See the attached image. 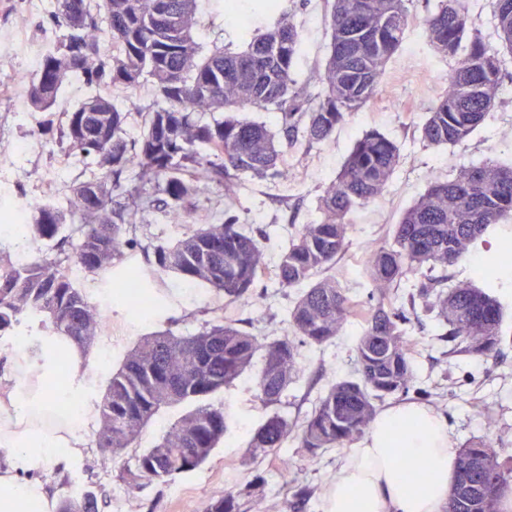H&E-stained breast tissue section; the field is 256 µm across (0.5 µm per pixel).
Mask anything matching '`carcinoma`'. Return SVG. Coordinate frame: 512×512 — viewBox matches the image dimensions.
<instances>
[{
    "label": "carcinoma",
    "instance_id": "carcinoma-1",
    "mask_svg": "<svg viewBox=\"0 0 512 512\" xmlns=\"http://www.w3.org/2000/svg\"><path fill=\"white\" fill-rule=\"evenodd\" d=\"M196 0H53L46 22L62 29L80 21L77 38L47 51L36 74L20 86L30 104L52 108L72 77L99 87L134 89L152 81L154 97L139 134L130 136L128 113L108 96L95 95L65 113L59 144L91 159L97 173L76 182L67 207L49 186L29 212L25 231L52 240L68 225L78 234L73 252L51 260L15 263L0 254V333L27 315L41 332L68 336L84 349L102 332L100 313L71 274L106 271L130 245L138 215L163 211L184 224L211 187L220 194L218 224L188 226L173 246L154 248L155 265L189 284H205L232 305L255 297V285L272 277L281 288L298 289L288 313L290 334L274 327L258 338L217 317L203 330L145 337L112 372L98 405L96 447L107 464L135 445L139 433L170 408L190 410L152 448L135 454L127 479L166 483L209 460L230 429L229 414L210 403L224 388L260 362L256 396L271 410L252 436L251 447L275 454L288 440L311 454L347 448L374 421L391 397L437 396L415 375L413 340L405 326L431 317L447 336L451 357L485 355L499 345L503 306L492 295L497 272L512 259V237L498 238L494 252L475 272L476 282L449 283L448 268L497 225L512 220V164L486 160L454 178L428 179L424 194L407 208L391 238L370 250L364 274L375 285L369 302L354 301L336 277V261L347 248V214L380 196L400 163L397 144L370 130L358 139L336 177L318 199L320 219L301 225L274 268L264 261L263 230H250L230 215L241 177L288 179L283 148L308 150L327 141L346 116L376 95L390 60L410 24L406 0H332L328 14L330 54L323 69L304 83L294 78L302 36L288 6L250 37L243 50H204L193 35ZM494 29L512 55V0H493ZM433 50L454 61L445 88L421 127L432 146L465 141L486 120L502 87L500 52L469 27L468 0H438L423 22ZM108 35L112 51L102 46ZM254 107L279 114L278 128L241 119L234 112ZM225 116L211 122L208 113ZM479 170L481 183H473ZM135 174L127 189L122 175ZM408 287L398 296L402 287ZM402 298L396 306L393 300ZM363 329L356 344L358 378L328 385L312 410L288 419L279 408L299 374L304 346L322 347L351 319ZM296 509L309 490L281 473ZM512 489V460L502 463L487 437L467 440L450 490V512H500ZM241 493L212 497L205 512H242ZM106 500L85 488L61 500L59 512H104Z\"/></svg>",
    "mask_w": 512,
    "mask_h": 512
}]
</instances>
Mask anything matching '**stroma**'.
I'll return each instance as SVG.
<instances>
[{"label": "stroma", "instance_id": "1", "mask_svg": "<svg viewBox=\"0 0 512 512\" xmlns=\"http://www.w3.org/2000/svg\"><path fill=\"white\" fill-rule=\"evenodd\" d=\"M437 3L408 0L411 23L376 97L349 115L328 141L308 151H286L282 165L288 171V181L242 178L235 211L241 223L263 229L268 265L277 263L300 225L319 219L317 204L324 187L339 171L354 141L367 130H379L393 139L400 148L401 163L379 198L347 216L348 246L336 264V273L349 294L362 300L373 289L363 272L368 248L381 243L385 228L396 223L402 211L424 192L429 177L452 178L488 158L512 161V56L507 54L502 57L505 90L481 127L455 146H430L421 138L427 112L451 68L450 60L435 54L424 35L423 19ZM224 4L225 0H197L194 35L205 49L233 40ZM291 8L293 21L310 46L309 53L299 55L294 65V77L302 82L323 68L329 55L328 6L325 0H293ZM43 16V11L32 7L31 0H0V211L22 198L40 200L49 185L55 187L59 203H67L84 166L82 157L61 149L48 129L58 126L63 114L78 102L98 94V86L70 80L49 111L33 108L14 86L18 74L35 72L42 54L51 47L37 26ZM185 231L184 225L170 223L164 212L142 216L136 232L139 244L125 249L120 266L150 281L163 308L153 317L139 318L124 306L113 305L111 333L98 336L88 352L92 362L99 365L89 388L92 402L100 401L112 370L152 333H195L218 316L235 320L239 327L259 337L269 326L286 328L295 293L279 289L273 281L264 283L265 299L228 306L223 296L207 286L189 285L175 273L158 271L146 245H172ZM499 281L496 295L504 306V321L496 352L467 358L446 356L447 345L439 340L436 323L428 319L410 323L407 332L415 342L411 355L415 372L421 382L437 387L438 396L431 405L447 418L457 441L489 436L500 458L509 459L512 266L503 269ZM359 334V325L349 323L332 343L302 348L301 372L281 407L284 415L292 418L309 411L330 383L355 378L354 346ZM255 376V370H248L216 395L215 404L233 418L232 430L197 470L165 484L146 480L130 484L121 477L122 470L133 464L130 454L101 466L96 433L91 430L81 456L65 465L72 487L104 489L111 497L108 512H198L203 502L228 489L245 494L247 512H290L280 475L285 465L291 477L310 491L300 512H322L320 492L335 478L345 452L328 448L313 455L293 441L274 458L254 451L250 446L253 432L267 417L255 397ZM476 400L489 407V416L474 413L472 403ZM258 474L265 484L261 490L250 491Z\"/></svg>", "mask_w": 512, "mask_h": 512}]
</instances>
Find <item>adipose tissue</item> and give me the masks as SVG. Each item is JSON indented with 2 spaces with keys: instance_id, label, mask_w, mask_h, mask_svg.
I'll list each match as a JSON object with an SVG mask.
<instances>
[{
  "instance_id": "adipose-tissue-1",
  "label": "adipose tissue",
  "mask_w": 512,
  "mask_h": 512,
  "mask_svg": "<svg viewBox=\"0 0 512 512\" xmlns=\"http://www.w3.org/2000/svg\"><path fill=\"white\" fill-rule=\"evenodd\" d=\"M71 338L22 336L0 372V512H56L58 501L39 474L81 454L98 411L87 399L91 371ZM67 381L51 386L60 368ZM460 457L446 418L417 403L393 406L367 430L323 492V512H445ZM427 466L430 478L409 489L407 477Z\"/></svg>"
}]
</instances>
